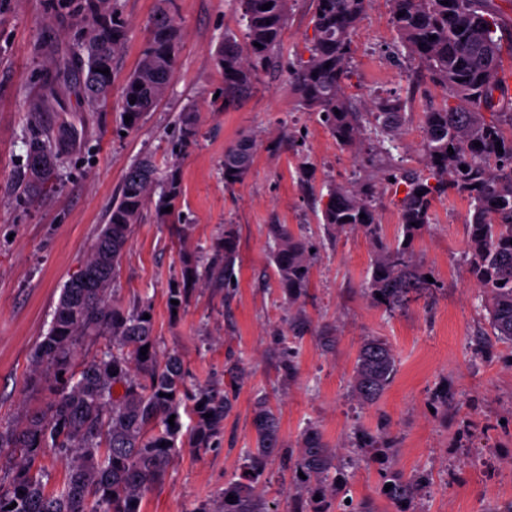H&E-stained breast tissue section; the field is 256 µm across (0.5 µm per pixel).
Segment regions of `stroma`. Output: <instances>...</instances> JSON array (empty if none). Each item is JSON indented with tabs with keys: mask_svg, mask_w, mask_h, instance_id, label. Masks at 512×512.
Returning a JSON list of instances; mask_svg holds the SVG:
<instances>
[{
	"mask_svg": "<svg viewBox=\"0 0 512 512\" xmlns=\"http://www.w3.org/2000/svg\"><path fill=\"white\" fill-rule=\"evenodd\" d=\"M158 0H117L129 37L116 58L110 107L91 112L77 88L58 106L31 114V102L56 92L55 75L82 57L83 25L52 0H0V423L44 405L49 392L31 385L28 366L47 333L65 282L79 270L120 192L126 169L153 156L182 179L178 216L136 225L113 285L125 307L152 306L157 348L184 358L192 381L226 382L228 361L243 379L224 419L221 445L179 446L143 512H196L217 507L225 482L238 479L252 446L257 397L267 396L287 452L269 458L261 479L285 512H512V342L493 336L481 292L468 274L470 202L450 190L435 197L432 220L414 239L416 262L436 286L390 311L367 285L375 248L363 231L327 232L318 198L330 182L353 185L367 170L339 145L317 114L300 107L288 71L314 37L315 0H290L282 44L245 98L225 104L214 58L225 37L246 31L230 0H174L182 39L169 89L141 126L124 130L121 91L150 34ZM398 35L387 0H369L352 35L348 92L359 111L376 96L411 94L401 133L406 169L425 174L421 126L443 91L416 81L398 59ZM198 115L194 144L180 141L176 118ZM72 130L54 147L52 185L39 200L25 193L29 142L42 131ZM255 142L239 183L224 182V150ZM308 177H301V163ZM189 236L179 241L178 228ZM232 225L241 261L223 288L196 285L189 304L170 312L167 290L179 279L183 251L208 250ZM286 225L315 248L309 285L284 300L267 248V227ZM296 327V372L282 378L279 336ZM331 335L333 348L320 338ZM384 340L396 362L393 379L373 404L354 394L362 342ZM316 427L334 456L336 485L313 497L296 476L301 436ZM408 482L406 501L386 487Z\"/></svg>",
	"mask_w": 512,
	"mask_h": 512,
	"instance_id": "obj_1",
	"label": "stroma"
}]
</instances>
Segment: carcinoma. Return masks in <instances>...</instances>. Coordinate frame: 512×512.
<instances>
[{"instance_id":"carcinoma-1","label":"carcinoma","mask_w":512,"mask_h":512,"mask_svg":"<svg viewBox=\"0 0 512 512\" xmlns=\"http://www.w3.org/2000/svg\"><path fill=\"white\" fill-rule=\"evenodd\" d=\"M400 47L417 63L421 77L444 91L442 102L425 112L421 146L428 175L409 172L394 163L395 135L408 100L389 94L362 114L346 91L353 54L352 34L368 0H316L315 36L309 56L288 72V82L301 105L316 113L333 138L358 147L370 128L376 150L362 157L383 176L368 175L358 186L332 184L321 196L326 229L358 228L371 237L377 254L369 288L388 310L404 307L411 294L432 286L414 260L415 236L431 221L434 197L452 188L472 204L468 220L469 274L485 294V308L494 335L512 341V98L504 77L503 57L512 58V39L504 40L500 6L495 0H387ZM271 4L267 10L265 4ZM246 21V40L224 39L216 65L224 78V100L249 94L270 54L280 45L288 23V0H232ZM74 6L87 21V61L78 82L91 111L107 110L114 62L127 39V26L113 0H57ZM403 16H398V13ZM180 26L173 0H161L150 23V38L140 61L122 90L120 116H130L127 129L139 126L164 97L178 61ZM261 47H256V44ZM135 103H130V100ZM181 142L193 143L197 114L187 109L178 117ZM481 146H475V143ZM454 153H449L448 149ZM254 144L242 138L224 151V182L235 184L248 174ZM466 170H461V166ZM26 192L40 197L48 189L54 162L39 140L29 144ZM435 183H429V180ZM403 190L400 224L403 239L386 243L380 236L376 199ZM423 195H418V192ZM156 219L165 222L182 195L175 169L162 170L146 155L126 171L77 275L63 285L50 328L34 351L29 381L42 385L52 399L44 407L0 426V455L8 452L9 468H0V512H141L147 492L163 480L185 434L199 450L218 446L240 369L228 368V384H191L177 352L159 354L153 336L149 301L130 309L118 305L112 284L136 224L153 194ZM365 217H360V214ZM273 243L271 262L278 287L294 303L310 279L313 245L284 224L268 225ZM239 259L235 233L208 252L182 255L181 281L170 286V310L190 301L200 280L231 281ZM178 304H172V301ZM149 346L141 355L143 346ZM395 358L386 342L366 340L354 367L355 391L365 404L374 403L390 384ZM193 427L182 432V415ZM175 426H170V416ZM255 448L247 456L239 481L224 485L216 512H281L280 502L258 489L268 459L286 447L279 421L267 399H257L253 417ZM49 454L65 460L67 477L48 488L37 463ZM332 468L320 433L304 432L297 471L309 477ZM16 507L9 508V505Z\"/></svg>"}]
</instances>
